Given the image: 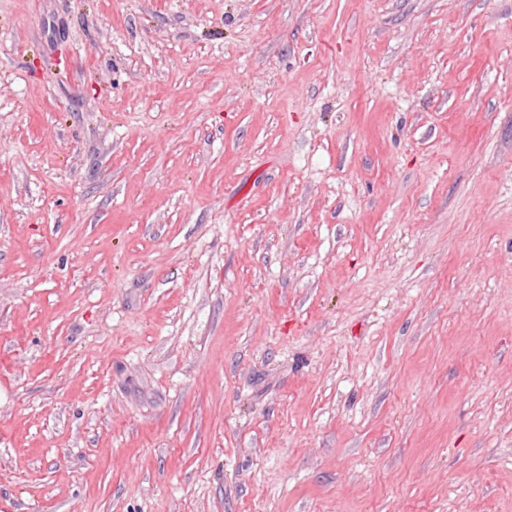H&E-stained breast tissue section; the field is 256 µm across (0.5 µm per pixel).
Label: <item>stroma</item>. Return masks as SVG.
Listing matches in <instances>:
<instances>
[{
    "instance_id": "35a3bbf8",
    "label": "stroma",
    "mask_w": 512,
    "mask_h": 512,
    "mask_svg": "<svg viewBox=\"0 0 512 512\" xmlns=\"http://www.w3.org/2000/svg\"><path fill=\"white\" fill-rule=\"evenodd\" d=\"M0 512H512V0H0Z\"/></svg>"
}]
</instances>
